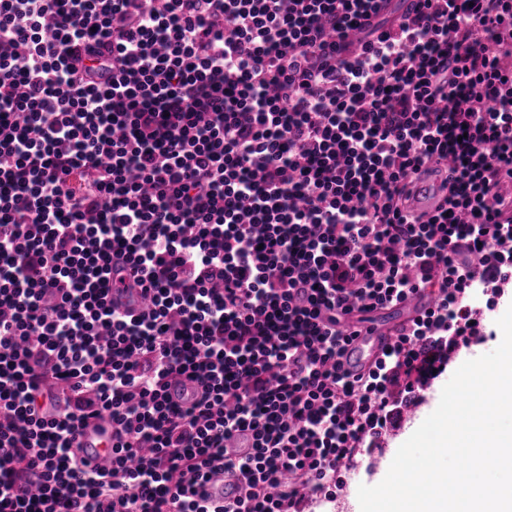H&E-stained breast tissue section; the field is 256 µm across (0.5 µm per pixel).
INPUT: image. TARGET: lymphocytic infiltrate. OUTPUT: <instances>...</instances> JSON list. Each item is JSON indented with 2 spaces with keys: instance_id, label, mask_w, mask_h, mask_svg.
Wrapping results in <instances>:
<instances>
[{
  "instance_id": "obj_1",
  "label": "lymphocytic infiltrate",
  "mask_w": 512,
  "mask_h": 512,
  "mask_svg": "<svg viewBox=\"0 0 512 512\" xmlns=\"http://www.w3.org/2000/svg\"><path fill=\"white\" fill-rule=\"evenodd\" d=\"M511 282L512 0H0V512L334 499ZM440 182H437L434 187L420 184L416 195L412 199L411 206L417 210H432L443 199V194L439 190ZM428 299L414 294L394 307L401 313V317L383 326L374 320L376 329L364 326L359 329L358 336L349 344L345 357V366L354 373L366 370L372 366L382 349L392 345L403 329L410 326L411 320L417 315L422 306L427 305ZM101 427L86 428L78 435L76 446L82 455L91 456L96 464H106L112 458V427L102 423Z\"/></svg>"
}]
</instances>
